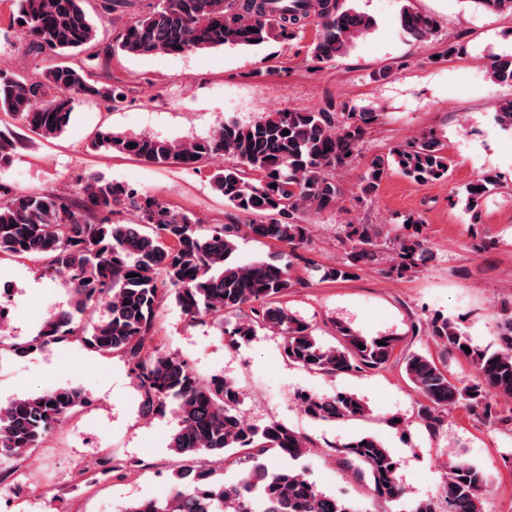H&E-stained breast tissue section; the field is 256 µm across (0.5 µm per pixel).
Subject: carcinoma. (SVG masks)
I'll use <instances>...</instances> for the list:
<instances>
[{
    "instance_id": "1",
    "label": "carcinoma",
    "mask_w": 512,
    "mask_h": 512,
    "mask_svg": "<svg viewBox=\"0 0 512 512\" xmlns=\"http://www.w3.org/2000/svg\"><path fill=\"white\" fill-rule=\"evenodd\" d=\"M86 2L19 0L13 17L29 38V52L50 51L64 58L45 69L40 79L0 77V111L45 137L65 131L79 95L97 97L114 110L127 99L122 85L101 83L80 65L65 60L70 52L94 45L96 30ZM471 2L484 13L512 14V0ZM312 14L319 34L310 54L318 63L346 56L374 26L365 14L337 9L336 0H292L275 8L272 0H158L153 10L125 22L117 48L134 56L174 55L226 45L254 48L274 38H293L296 28ZM399 23L417 41L434 37L439 29L434 16L409 5L402 7ZM484 67L491 83L512 85V53L492 54ZM375 118L370 109L343 105L338 112H266L248 125L229 119L209 136L190 141L128 136L108 126L95 133L93 149L152 164L198 171L213 156L231 159L211 175L212 189L226 204L250 217L245 225L248 235L288 246V262L281 266L235 261L239 226L223 225L209 233L194 216L102 175L84 179L77 199L0 185V256L40 260L48 272L66 275L72 291L69 307L50 315L37 336L12 345L11 352L25 357L33 347L64 343L86 330L82 321L89 307L103 306L105 314L84 337L86 344L123 358L137 382L145 412L168 411L174 416L176 427L168 442L174 454L212 458L196 467L177 469L169 495L136 502L125 512H358L319 489L305 472L270 464L272 458L297 461L303 457L310 444L306 436L278 420L263 426L246 422L240 411L243 394L235 381L202 380L182 357L150 345L149 339L159 309L173 299L190 319L217 322L231 346L249 341L250 333L274 332L282 338V357L314 373L333 376L386 367L398 339L368 338L337 323L336 345H326L310 323L279 301L288 289L307 286L306 280L294 279L290 273L300 258L298 250L309 243V225L302 223V214L332 209L345 195L334 174L357 160L366 129ZM495 121L502 129L512 130V98L498 104ZM285 130L289 134H283ZM449 168L448 153L437 136L405 140L388 155L371 159L355 200L361 203L371 197L393 169L415 181L433 183L446 181ZM502 188L503 176L493 170L464 186L470 223H479L483 200ZM121 205L136 212L135 223H112L113 208ZM342 243L346 261L313 268L320 280L345 279L365 265L382 262L402 276L424 268L434 256L418 231L389 239L376 224L345 225ZM246 308L250 313L244 312ZM427 331L445 354L468 359L474 376L461 387L451 379L445 363L438 364L423 352L405 353L404 373L421 397L416 412L420 424L437 434L448 411L456 408L490 425L512 421L489 399L493 393L512 401V305L501 309L494 350L474 345L441 315L429 320ZM360 343L364 348L358 347ZM465 346L471 352H465ZM296 401L302 414L314 422L334 423L368 413L364 402L349 392L301 391ZM89 402V393L73 385L0 405V456H29L51 424L69 418ZM332 448L346 468L368 480L375 501L400 505L404 492L397 479L398 462L379 439L363 434ZM239 452L253 462L251 468L235 481L217 478L215 464ZM488 485L489 478L480 467L458 459L448 464L436 499L399 512H482Z\"/></svg>"
}]
</instances>
